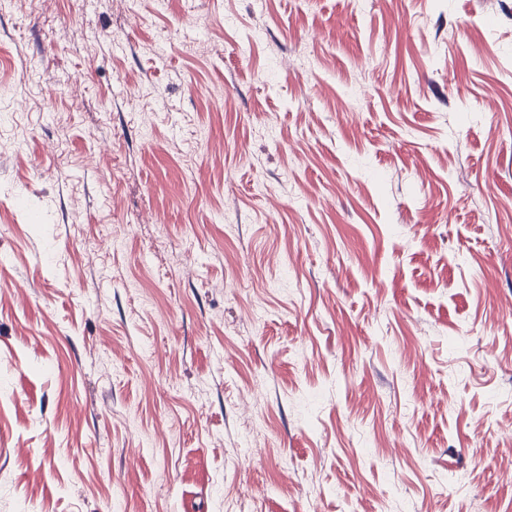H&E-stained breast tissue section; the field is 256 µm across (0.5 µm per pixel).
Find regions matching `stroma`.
Listing matches in <instances>:
<instances>
[{
  "mask_svg": "<svg viewBox=\"0 0 512 512\" xmlns=\"http://www.w3.org/2000/svg\"><path fill=\"white\" fill-rule=\"evenodd\" d=\"M0 512H512V0H0Z\"/></svg>",
  "mask_w": 512,
  "mask_h": 512,
  "instance_id": "35a3bbf8",
  "label": "stroma"
}]
</instances>
